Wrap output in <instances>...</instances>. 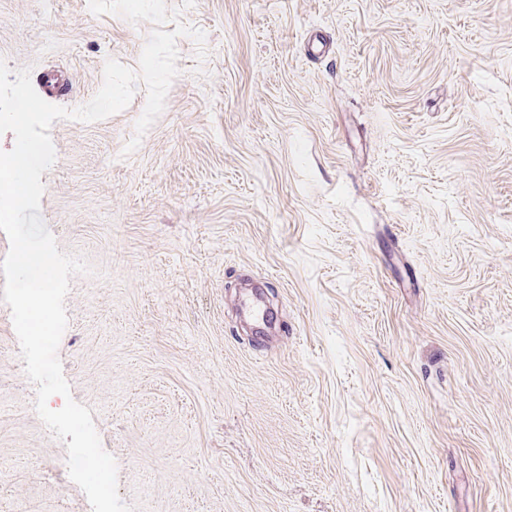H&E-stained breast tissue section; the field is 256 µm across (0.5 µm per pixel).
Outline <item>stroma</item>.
<instances>
[{"instance_id": "35a3bbf8", "label": "stroma", "mask_w": 512, "mask_h": 512, "mask_svg": "<svg viewBox=\"0 0 512 512\" xmlns=\"http://www.w3.org/2000/svg\"><path fill=\"white\" fill-rule=\"evenodd\" d=\"M146 104L54 121L58 357L134 512H512V0H196ZM149 21L0 0V60L89 102ZM321 37L328 53L307 41ZM107 278H99V271ZM278 318L246 331L240 285ZM0 301V512H92Z\"/></svg>"}]
</instances>
